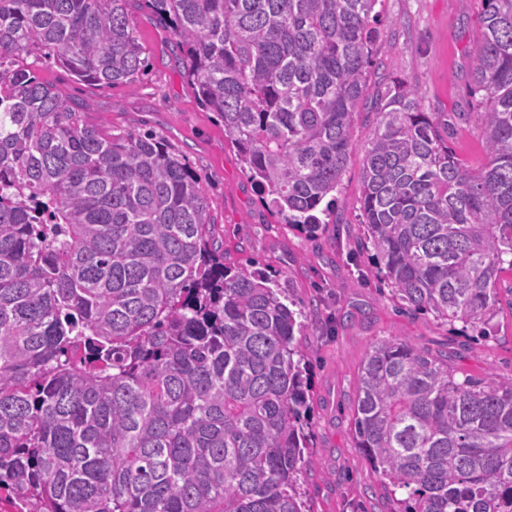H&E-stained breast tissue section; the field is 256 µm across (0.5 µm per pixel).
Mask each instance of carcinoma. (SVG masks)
Returning a JSON list of instances; mask_svg holds the SVG:
<instances>
[{
    "mask_svg": "<svg viewBox=\"0 0 512 512\" xmlns=\"http://www.w3.org/2000/svg\"><path fill=\"white\" fill-rule=\"evenodd\" d=\"M380 0H0V493L27 512H306L303 312L224 264L167 141L112 135L27 58L114 87L144 70L134 4L181 43L261 203L309 235L338 202ZM476 112L392 78L362 164L365 243L412 311L487 339L512 270V0H482ZM486 162L452 145L454 119ZM357 447L399 512H512V377L384 339ZM453 146L458 156L474 167L482 164L484 150L479 132L473 122L457 120L453 135Z\"/></svg>",
    "mask_w": 512,
    "mask_h": 512,
    "instance_id": "1",
    "label": "carcinoma"
}]
</instances>
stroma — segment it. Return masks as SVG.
<instances>
[{"label":"stroma","instance_id":"1","mask_svg":"<svg viewBox=\"0 0 512 512\" xmlns=\"http://www.w3.org/2000/svg\"><path fill=\"white\" fill-rule=\"evenodd\" d=\"M480 0H383L380 37L370 69L371 89L398 76L414 85L427 112H471L475 55L472 31ZM148 60L129 86L75 82L61 68L36 66L42 80L75 99L93 101L86 122L107 123L113 134L146 129L164 137L197 173L214 219L224 261L255 258L288 281L308 315L303 331L310 383L306 420L309 446L302 476L313 512H394L396 504L354 437L357 378L370 347L409 338L433 357L477 377L512 376V308L500 307L489 341L464 336L431 314L398 307L387 287L369 278L373 263L358 247L364 146L376 123L361 105L352 127L353 151L336 209L315 236L282 224L264 207L224 128L199 105L177 59L180 43L148 10L133 16Z\"/></svg>","mask_w":512,"mask_h":512}]
</instances>
